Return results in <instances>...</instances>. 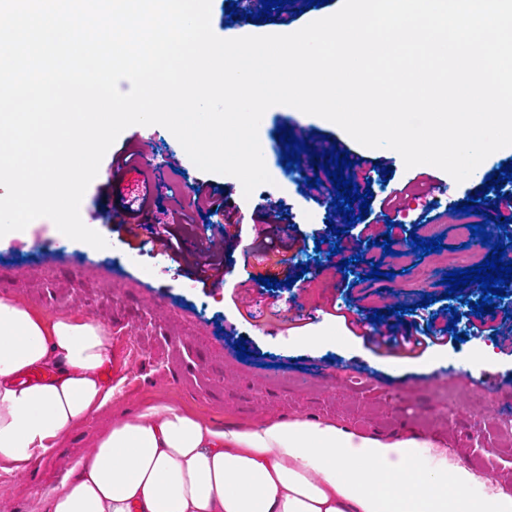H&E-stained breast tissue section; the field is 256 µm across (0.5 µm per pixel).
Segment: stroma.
Here are the masks:
<instances>
[{
  "mask_svg": "<svg viewBox=\"0 0 512 512\" xmlns=\"http://www.w3.org/2000/svg\"><path fill=\"white\" fill-rule=\"evenodd\" d=\"M294 5V10L268 18L242 20L227 36L294 32L339 9L334 0L311 9L305 0ZM281 126L298 131L316 154L348 152L354 165L345 169V176L359 188H371L376 198L413 178L435 185V192L413 202L406 222L395 226L394 237L404 245L410 233L428 222L440 225L445 244L461 246L455 224H476L480 218L459 212V204L476 197L489 174L512 165V147L498 150L459 184L431 165L405 168L391 149L364 147L332 122L276 105L258 131L275 178L247 197L235 177L201 171L182 147L167 144L166 128H126L118 143L148 139L152 183L137 182L132 173L120 181L108 180L112 158L107 155L80 205L83 223L109 239L110 250L69 239L47 218L32 221L18 238L0 246V298L47 316L68 314L106 326L112 336L109 383L115 388L111 404L58 438L51 457L33 459L22 471L0 461V512H45L46 494L59 489L69 469L89 457L100 434L155 400L216 423L309 418L387 441L433 436L454 462L512 496V432L501 425L502 418L512 417V347L477 333V318L465 341L431 347L415 358L382 356L354 335L345 321L357 315L402 304L410 309L403 325L424 327L436 310L467 309L468 296L459 292L444 299L440 281L456 264L442 261L436 252L418 260L425 285L411 291L407 274H395L393 256L382 250L369 255L382 279L366 281L344 273L336 260L316 251L326 225L342 228L346 222L328 201L298 194L306 169L280 166ZM171 160L178 161L189 179L211 182L225 203L240 208L242 225L226 224L214 231L223 242L228 282L199 280L205 254L196 238L202 224L213 223V214L198 224L173 225L161 211L166 199L157 185L166 180ZM144 193L151 194V205L138 223H125V201ZM265 196L278 201L280 220L293 227L288 272L277 276L272 289L257 282L264 267L254 254L269 226L251 218ZM168 227L182 240L175 259L149 241L151 231ZM290 276L297 277L299 286L288 296L283 284ZM328 276L333 279L329 285L324 282ZM428 295L433 298L429 304L424 301ZM292 297L304 303L310 317L288 316ZM324 330L335 331V339L310 343V336ZM241 342L249 352L244 359L235 350ZM485 344L494 347L493 366L470 371L472 351Z\"/></svg>",
  "mask_w": 512,
  "mask_h": 512,
  "instance_id": "stroma-1",
  "label": "stroma"
}]
</instances>
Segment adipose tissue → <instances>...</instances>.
Here are the masks:
<instances>
[{
	"instance_id": "adipose-tissue-1",
	"label": "adipose tissue",
	"mask_w": 512,
	"mask_h": 512,
	"mask_svg": "<svg viewBox=\"0 0 512 512\" xmlns=\"http://www.w3.org/2000/svg\"><path fill=\"white\" fill-rule=\"evenodd\" d=\"M98 322L44 316L0 299V460L48 453L113 388ZM49 372L39 384L19 378ZM409 457L396 442L308 419L212 425L164 402L100 435L74 465L47 512H512V499L447 449L422 441Z\"/></svg>"
}]
</instances>
